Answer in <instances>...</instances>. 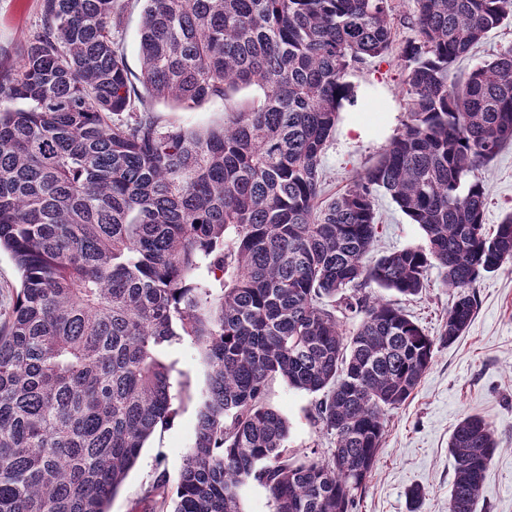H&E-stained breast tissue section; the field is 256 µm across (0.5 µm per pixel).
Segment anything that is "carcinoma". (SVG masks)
Listing matches in <instances>:
<instances>
[{"label":"carcinoma","mask_w":512,"mask_h":512,"mask_svg":"<svg viewBox=\"0 0 512 512\" xmlns=\"http://www.w3.org/2000/svg\"><path fill=\"white\" fill-rule=\"evenodd\" d=\"M138 90L112 31L122 0H40L0 67V252L20 273L0 324V512H110L158 426L188 338L208 367L176 489L150 512H242L255 480L275 512H351L384 434L432 365L435 341L374 284L404 296L430 267L456 292L441 341L465 332L475 283L512 262V213L485 230L481 171L512 144V48L450 79L512 22V0H410L407 120L341 195L321 155L349 70L383 57L392 0H144ZM221 126L162 123L146 98L192 109L239 87ZM388 194L427 246L369 259ZM360 317L349 335L336 308ZM318 393L335 437L295 460L270 381ZM497 450L468 415L448 444V512H476Z\"/></svg>","instance_id":"carcinoma-1"}]
</instances>
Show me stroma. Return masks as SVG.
Here are the masks:
<instances>
[{
	"mask_svg": "<svg viewBox=\"0 0 512 512\" xmlns=\"http://www.w3.org/2000/svg\"><path fill=\"white\" fill-rule=\"evenodd\" d=\"M393 4L389 51L349 74L357 86L373 85L387 109L341 113L321 160L325 198L343 193L407 119L400 52L414 31L408 19L409 4L405 0H393ZM142 7L141 0H130L124 24L115 34L133 80L142 67L138 48ZM39 20L40 0H0V62L14 61V45ZM150 106L163 123L177 126H218L227 118L226 103L220 98L192 109L155 99ZM352 119L368 127L366 137L346 133ZM484 177L489 190L485 227L490 230L512 211V145L487 166ZM376 220L374 256L424 247L422 230L410 223L389 197L379 196ZM369 292L394 300L438 344L432 366L414 393L402 406L388 411L372 475L356 498L353 512H409L407 491L414 486L425 493L419 512H448L453 480L448 441L456 424L468 414L490 422L499 442L477 512H512V264L479 278L475 315L465 334L450 344L440 343L439 337L454 294L443 288L437 268L429 269L426 286L417 296H396L376 286ZM164 358L173 367L171 392L176 414L146 442L110 512H134L141 507L158 476H166L169 485H176L183 457L194 442L198 402L207 388L208 368L200 349L188 340L168 346ZM316 401V395L291 388L280 379L272 381L267 390L269 407L289 422L288 450L299 458H325L334 451L333 437L314 418Z\"/></svg>",
	"mask_w": 512,
	"mask_h": 512,
	"instance_id": "1",
	"label": "stroma"
}]
</instances>
